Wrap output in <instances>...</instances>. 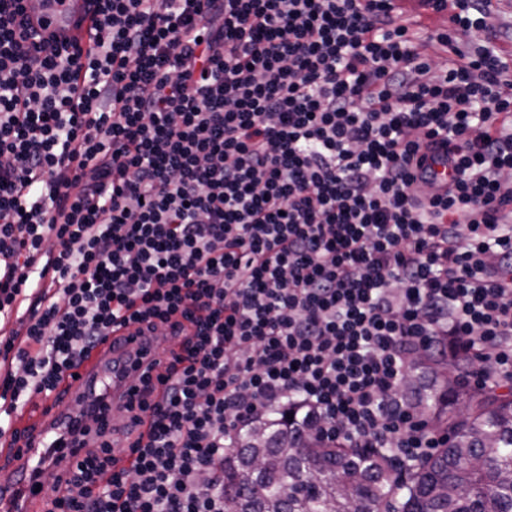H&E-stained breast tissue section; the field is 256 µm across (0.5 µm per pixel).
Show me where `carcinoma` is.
<instances>
[{
	"label": "carcinoma",
	"instance_id": "cac0c4a2",
	"mask_svg": "<svg viewBox=\"0 0 512 512\" xmlns=\"http://www.w3.org/2000/svg\"><path fill=\"white\" fill-rule=\"evenodd\" d=\"M468 361L425 358L408 390L448 443L395 474L391 448L320 443L312 420L270 416L224 456V512H512V382L459 390Z\"/></svg>",
	"mask_w": 512,
	"mask_h": 512
}]
</instances>
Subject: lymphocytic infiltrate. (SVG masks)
I'll return each mask as SVG.
<instances>
[{
    "mask_svg": "<svg viewBox=\"0 0 512 512\" xmlns=\"http://www.w3.org/2000/svg\"><path fill=\"white\" fill-rule=\"evenodd\" d=\"M447 2L433 40L479 41L439 65L396 0H91L84 49L0 0V435L119 327L180 348L123 448L90 386L49 512H224L236 435L288 410L411 462L442 336L512 374V28Z\"/></svg>",
    "mask_w": 512,
    "mask_h": 512,
    "instance_id": "f902f5d3",
    "label": "lymphocytic infiltrate"
}]
</instances>
